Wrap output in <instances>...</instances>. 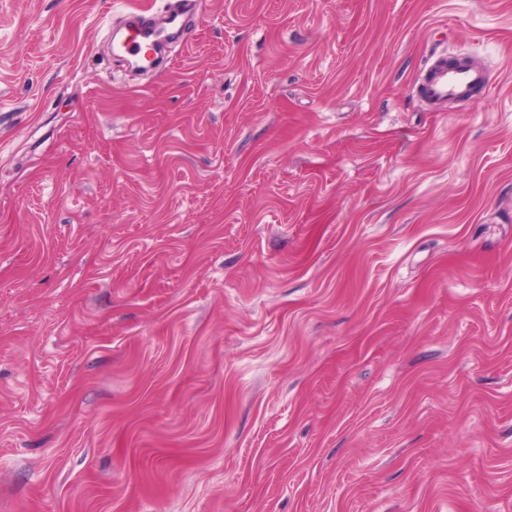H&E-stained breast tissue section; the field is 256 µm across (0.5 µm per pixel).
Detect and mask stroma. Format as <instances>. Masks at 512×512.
<instances>
[{"label": "stroma", "mask_w": 512, "mask_h": 512, "mask_svg": "<svg viewBox=\"0 0 512 512\" xmlns=\"http://www.w3.org/2000/svg\"><path fill=\"white\" fill-rule=\"evenodd\" d=\"M169 2L0 0V512H512V0ZM147 8H138L134 21L124 36L117 41L113 50L116 54L131 57L141 67L153 64L155 51L173 38H180L184 31L179 18L183 16L182 9L170 11L165 22L158 23ZM489 82L490 70L485 65L472 59L448 65V56L440 54L433 56L419 74L414 88L426 104L436 106L452 101L465 105Z\"/></svg>", "instance_id": "35a3bbf8"}]
</instances>
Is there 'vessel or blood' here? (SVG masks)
<instances>
[{"instance_id": "obj_1", "label": "vessel or blood", "mask_w": 512, "mask_h": 512, "mask_svg": "<svg viewBox=\"0 0 512 512\" xmlns=\"http://www.w3.org/2000/svg\"><path fill=\"white\" fill-rule=\"evenodd\" d=\"M182 15V10H172L165 22L160 23L148 9H136L133 23L114 44V52L132 58L139 66H151L159 46L182 36L184 27L179 22ZM489 82L490 70L485 65L476 61L452 65L447 55L440 54L419 74L415 88L426 104L436 106L452 101L464 105Z\"/></svg>"}]
</instances>
